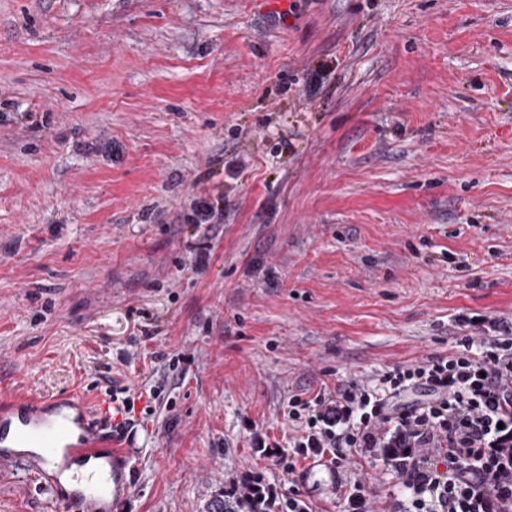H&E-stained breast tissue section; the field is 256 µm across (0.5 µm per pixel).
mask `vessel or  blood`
I'll list each match as a JSON object with an SVG mask.
<instances>
[{
	"mask_svg": "<svg viewBox=\"0 0 512 512\" xmlns=\"http://www.w3.org/2000/svg\"><path fill=\"white\" fill-rule=\"evenodd\" d=\"M128 445L105 432L103 419L67 403L28 399L20 407L0 410L1 470L19 464L28 474L47 479L72 465L100 460L77 493L82 512H104V491L117 500L130 494Z\"/></svg>",
	"mask_w": 512,
	"mask_h": 512,
	"instance_id": "b4317fda",
	"label": "vessel or blood"
}]
</instances>
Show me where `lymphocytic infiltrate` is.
I'll list each match as a JSON object with an SVG mask.
<instances>
[{
	"instance_id": "f902f5d3",
	"label": "lymphocytic infiltrate",
	"mask_w": 512,
	"mask_h": 512,
	"mask_svg": "<svg viewBox=\"0 0 512 512\" xmlns=\"http://www.w3.org/2000/svg\"><path fill=\"white\" fill-rule=\"evenodd\" d=\"M459 351L341 383L288 411L301 459L344 468L355 448H399L411 512H512V322L462 314Z\"/></svg>"
}]
</instances>
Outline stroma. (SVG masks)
I'll return each mask as SVG.
<instances>
[{"label": "stroma", "instance_id": "35a3bbf8", "mask_svg": "<svg viewBox=\"0 0 512 512\" xmlns=\"http://www.w3.org/2000/svg\"><path fill=\"white\" fill-rule=\"evenodd\" d=\"M462 313L512 320V0H0V389L137 394L116 512L248 475L406 512L381 450L335 486L257 443L300 436L294 397L455 352ZM0 512L81 510L10 469ZM192 214H186L185 220L190 224H197L198 227L204 225L217 224L222 210L218 209L212 198V194L207 191H200L195 194L191 204Z\"/></svg>", "mask_w": 512, "mask_h": 512}]
</instances>
